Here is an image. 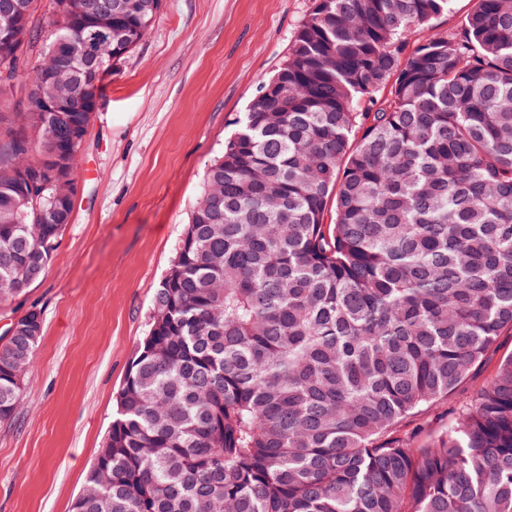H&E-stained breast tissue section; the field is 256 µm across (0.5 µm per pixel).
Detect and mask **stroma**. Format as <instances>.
Instances as JSON below:
<instances>
[{"mask_svg":"<svg viewBox=\"0 0 512 512\" xmlns=\"http://www.w3.org/2000/svg\"><path fill=\"white\" fill-rule=\"evenodd\" d=\"M314 6L165 0L147 37L104 80L77 158L72 222L43 278L0 302V334L33 308L43 320L16 418L0 426V512H72L206 169ZM509 354L507 328L450 402L412 415L406 430L426 440Z\"/></svg>","mask_w":512,"mask_h":512,"instance_id":"obj_1","label":"stroma"}]
</instances>
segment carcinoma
Returning a JSON list of instances; mask_svg holds the SVG:
<instances>
[{
	"label": "carcinoma",
	"instance_id": "1",
	"mask_svg": "<svg viewBox=\"0 0 512 512\" xmlns=\"http://www.w3.org/2000/svg\"><path fill=\"white\" fill-rule=\"evenodd\" d=\"M19 4L13 44L80 66ZM452 4L316 0L207 168L72 512H512V354L425 443L403 430L512 328V0L434 30ZM155 18H118L108 69ZM27 74L26 111L0 112V300L72 214L43 104L70 72ZM18 323L1 425L41 312Z\"/></svg>",
	"mask_w": 512,
	"mask_h": 512
}]
</instances>
